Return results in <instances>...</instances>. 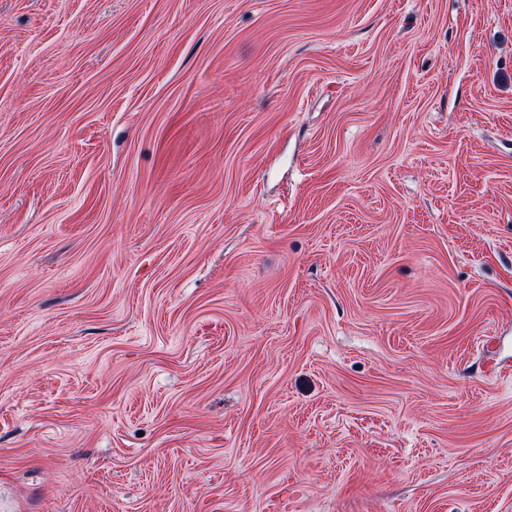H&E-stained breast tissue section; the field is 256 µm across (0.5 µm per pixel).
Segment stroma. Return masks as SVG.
<instances>
[{"label":"stroma","instance_id":"1","mask_svg":"<svg viewBox=\"0 0 512 512\" xmlns=\"http://www.w3.org/2000/svg\"><path fill=\"white\" fill-rule=\"evenodd\" d=\"M0 512H512V0H0Z\"/></svg>","mask_w":512,"mask_h":512}]
</instances>
